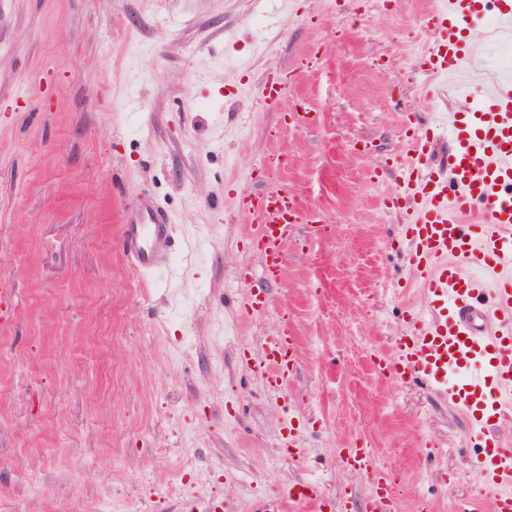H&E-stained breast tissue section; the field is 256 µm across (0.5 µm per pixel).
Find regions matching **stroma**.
I'll return each mask as SVG.
<instances>
[{
  "instance_id": "35a3bbf8",
  "label": "stroma",
  "mask_w": 512,
  "mask_h": 512,
  "mask_svg": "<svg viewBox=\"0 0 512 512\" xmlns=\"http://www.w3.org/2000/svg\"><path fill=\"white\" fill-rule=\"evenodd\" d=\"M299 2L0 0V512H259L314 479L324 512H365L369 482L340 457L362 444L399 512L482 499L462 412L371 361L427 306L386 162L407 126L433 175L455 150L422 99L432 0ZM273 69L313 125L259 97ZM232 186L321 217L277 280ZM142 203L173 226L148 273L119 242ZM250 288L262 314L241 309ZM288 331L298 362L274 400L239 352Z\"/></svg>"
}]
</instances>
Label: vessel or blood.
<instances>
[{"mask_svg":"<svg viewBox=\"0 0 512 512\" xmlns=\"http://www.w3.org/2000/svg\"><path fill=\"white\" fill-rule=\"evenodd\" d=\"M491 8L502 26L512 28V0H437L428 16L435 39L423 62L431 77L425 100H434L437 82L475 54L467 33L483 26ZM480 80L485 91L479 98L459 100L468 120L453 128L456 149L446 176L425 178L431 164L427 143L417 129L405 132L402 164L419 178L404 180L393 200L408 216L402 241L427 308L378 367L389 377L419 378L446 394L486 441L491 419L512 400V80L489 72ZM287 86V76L275 71L257 92L273 106ZM235 199L250 222L249 239L263 260L264 277L277 278L284 244L310 216L285 189L239 191ZM168 237L166 215L152 206L129 212L121 226L122 247L143 273L157 267ZM295 360L293 337L266 340L256 371L269 395L282 397ZM345 461L370 476L366 512H397L395 480L374 468L370 449H347ZM473 466L490 495V512H512V448H483Z\"/></svg>","mask_w":512,"mask_h":512,"instance_id":"b4317fda","label":"vessel or blood"}]
</instances>
